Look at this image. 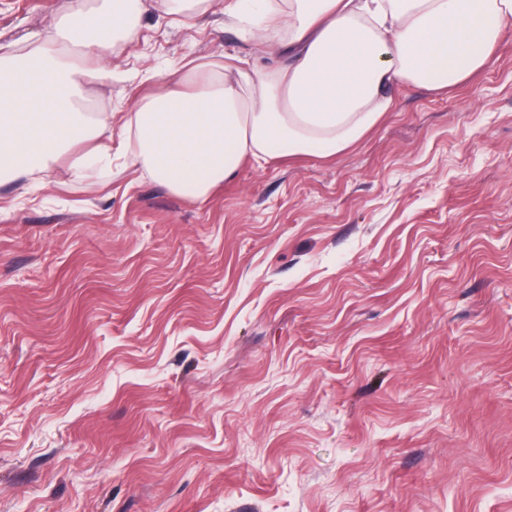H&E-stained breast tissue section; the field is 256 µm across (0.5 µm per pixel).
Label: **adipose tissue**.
<instances>
[{"instance_id": "adipose-tissue-1", "label": "adipose tissue", "mask_w": 512, "mask_h": 512, "mask_svg": "<svg viewBox=\"0 0 512 512\" xmlns=\"http://www.w3.org/2000/svg\"><path fill=\"white\" fill-rule=\"evenodd\" d=\"M141 0L63 8L30 54L0 55V182L48 172L61 149L86 136L76 99L111 79L115 44L138 36ZM224 14L254 20L251 36L271 64L228 56L187 60L123 117L128 165L173 194L204 200L243 161L333 158L395 107V90L454 87L490 61L512 0H224ZM79 42L94 68L58 55Z\"/></svg>"}]
</instances>
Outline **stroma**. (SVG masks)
Returning a JSON list of instances; mask_svg holds the SVG:
<instances>
[{"mask_svg": "<svg viewBox=\"0 0 512 512\" xmlns=\"http://www.w3.org/2000/svg\"><path fill=\"white\" fill-rule=\"evenodd\" d=\"M81 104L120 128L182 57L161 14ZM0 0V55L61 6ZM332 160L206 202L116 168L0 184V512H512V29Z\"/></svg>", "mask_w": 512, "mask_h": 512, "instance_id": "1", "label": "stroma"}]
</instances>
